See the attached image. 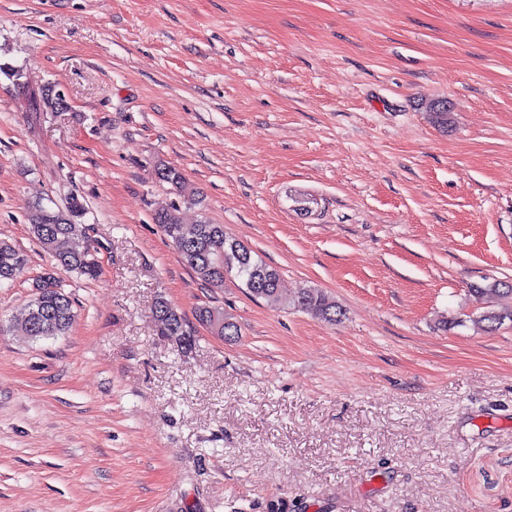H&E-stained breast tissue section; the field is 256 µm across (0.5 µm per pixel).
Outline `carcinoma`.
<instances>
[{
	"instance_id": "carcinoma-1",
	"label": "carcinoma",
	"mask_w": 512,
	"mask_h": 512,
	"mask_svg": "<svg viewBox=\"0 0 512 512\" xmlns=\"http://www.w3.org/2000/svg\"><path fill=\"white\" fill-rule=\"evenodd\" d=\"M16 86L26 93L30 112H55L62 100L50 86L32 90L22 83ZM156 175L170 184L179 196H186L188 187L182 173L170 166L157 168ZM177 205L154 215L163 234L171 240L181 262L195 277L212 288L224 287V275L235 272L248 293L270 303H283L317 319L336 322L344 316L342 307L332 298L315 288H302L292 298L284 297L280 289V273L259 258L249 247L227 235L224 225L206 220L197 224H183L176 216ZM88 214L85 204L77 197L68 199L62 208L41 199L27 205L30 233L41 249L54 260L53 270L43 273L33 284L35 293L27 306L26 317L20 327L21 336L28 343L55 339L71 328L76 314L74 301L65 291L64 281L58 273H75L94 279L101 271V261L86 241L84 227ZM28 256L7 241H0V284L15 281L25 270ZM470 292L482 300L504 293L512 294V284L494 280L475 285ZM152 319L159 335L174 341L183 350L191 349L196 336L186 320L163 298L157 299ZM196 320L212 335L226 338L238 335L237 325L224 310L205 306L196 313ZM512 322V309L483 307L472 322L484 329L500 327Z\"/></svg>"
}]
</instances>
